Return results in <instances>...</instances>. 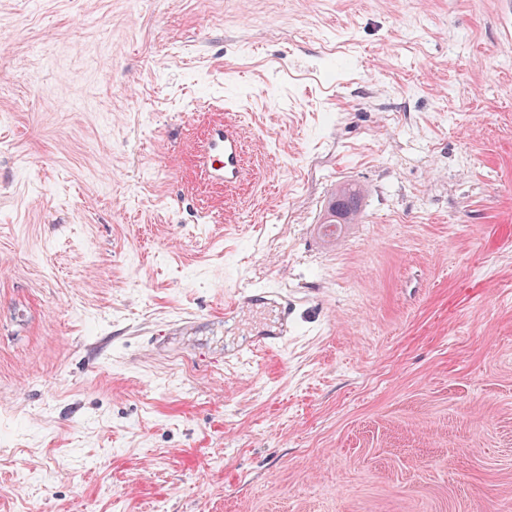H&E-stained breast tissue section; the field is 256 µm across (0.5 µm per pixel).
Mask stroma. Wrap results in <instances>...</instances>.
Returning <instances> with one entry per match:
<instances>
[{
	"mask_svg": "<svg viewBox=\"0 0 512 512\" xmlns=\"http://www.w3.org/2000/svg\"><path fill=\"white\" fill-rule=\"evenodd\" d=\"M510 506L512 0H0V512ZM240 138L232 118L218 121L211 128L207 151L203 158L213 178L234 183L240 171ZM360 192L352 185L340 186L333 197L329 206L328 216L323 228L322 234L326 239L335 240L338 235L337 226L334 224H347L359 212ZM340 204L342 207L340 208ZM336 205L338 207L336 208Z\"/></svg>",
	"mask_w": 512,
	"mask_h": 512,
	"instance_id": "35a3bbf8",
	"label": "stroma"
}]
</instances>
